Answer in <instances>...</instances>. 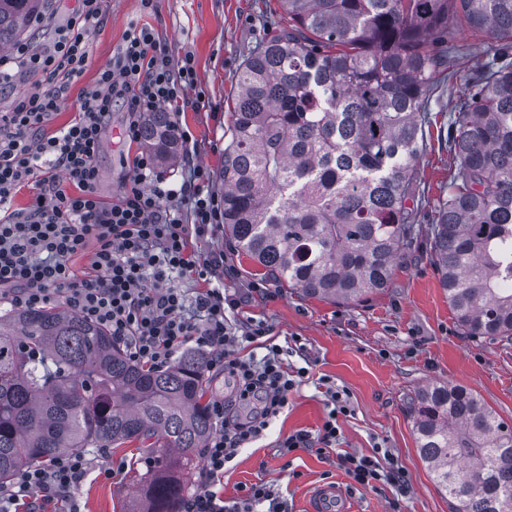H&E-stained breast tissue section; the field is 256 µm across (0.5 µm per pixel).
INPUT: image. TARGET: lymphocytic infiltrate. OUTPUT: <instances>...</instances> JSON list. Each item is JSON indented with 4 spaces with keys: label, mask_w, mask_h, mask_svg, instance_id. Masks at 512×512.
<instances>
[{
    "label": "lymphocytic infiltrate",
    "mask_w": 512,
    "mask_h": 512,
    "mask_svg": "<svg viewBox=\"0 0 512 512\" xmlns=\"http://www.w3.org/2000/svg\"><path fill=\"white\" fill-rule=\"evenodd\" d=\"M79 2L77 16L47 45L21 42L0 56V84L16 71L46 79L0 113V307L62 302L156 370L168 368L187 346L204 351L207 371L231 377L235 392L210 405L216 429L183 512H257L261 506L285 512L279 490L264 483L252 484L230 505L214 489L239 450L264 436L307 370L291 367L276 344L266 345L262 357H242V350L269 333L265 323L241 316L242 294L208 285L190 295L175 283L192 275L208 284L224 264L223 253L205 256L191 247L192 239L214 235L223 219L220 200L207 191L210 172L189 165L180 185L171 187L157 178L154 158L145 152L133 158L115 200L97 189V159L113 107L127 114L126 140L139 141L149 113L164 106L183 111L185 91L195 84L194 61L188 55L172 59L152 28L131 26L84 90L74 118L45 133L66 106L72 83L91 64L92 37L103 20L104 0ZM29 184L37 188L34 203L11 208L15 193ZM83 256L88 266L76 268ZM325 394L328 412L317 435L288 434L279 442L281 452L319 445L321 452H335L362 488L388 485L406 494L408 477L392 449L339 452L341 421L353 414L351 396L331 384ZM91 467L87 454L73 453L28 469L0 488V512H42L54 502L65 505V512H80L74 490Z\"/></svg>",
    "instance_id": "obj_1"
}]
</instances>
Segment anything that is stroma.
<instances>
[{"label": "stroma", "instance_id": "1", "mask_svg": "<svg viewBox=\"0 0 512 512\" xmlns=\"http://www.w3.org/2000/svg\"><path fill=\"white\" fill-rule=\"evenodd\" d=\"M79 0H48L46 22L33 23L25 38L36 45L74 17ZM263 0H156L146 12L140 0H106L105 19L92 38V64L72 84L68 104L54 116L49 130L69 122L84 90L97 77L99 66L111 60L131 25H147L175 59L192 55L198 85L204 97L185 107L178 122L191 135L190 159L218 171L229 142V108L236 75L260 42L275 32V18L263 15ZM461 50L467 65L449 59L451 81L428 102L432 124L426 127L425 147L418 162L422 191L414 207L417 225L427 231L434 215L439 188L452 173L448 139L441 127L460 99L468 73L486 62L484 38L461 32ZM124 114L115 109L98 156L99 191L111 196L127 174V162L136 153L123 139ZM202 254L223 251L234 277L215 273L213 286L227 292L244 290L266 281L264 269L227 247L223 234L197 239ZM245 315L265 321L273 343L289 350L291 366L305 367L310 378L288 397L284 411L273 419L264 437L241 449L224 473L225 501L240 497L245 486L264 481L278 485L288 512H305L308 496L318 485L335 483L346 489L353 512H391L396 492L390 486L376 490L354 488L351 479L332 456L316 449L280 454L279 441L297 430L316 431L327 413L317 381L326 376L347 387L353 417L342 422L344 450L371 453L375 446L393 449L405 468L411 486L402 512H451L437 490L418 452L412 423L405 411L408 397L432 382H447L476 390L505 422L512 423V344L504 346L465 336L448 306V295L430 261L426 239L400 258L388 288L359 302H329L305 298L277 288L273 300L255 299L243 308ZM94 471L75 489L82 512H121L136 501L135 477L154 460L135 447L94 453Z\"/></svg>", "mask_w": 512, "mask_h": 512}]
</instances>
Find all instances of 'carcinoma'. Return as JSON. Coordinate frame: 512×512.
Wrapping results in <instances>:
<instances>
[{
    "label": "carcinoma",
    "mask_w": 512,
    "mask_h": 512,
    "mask_svg": "<svg viewBox=\"0 0 512 512\" xmlns=\"http://www.w3.org/2000/svg\"><path fill=\"white\" fill-rule=\"evenodd\" d=\"M48 0H0V50ZM280 33L238 71L219 180L224 236L304 297L354 302L388 287L418 240L419 140L467 30L494 52L448 120L455 171L427 234L464 333L512 343V0H276ZM141 141L178 153L170 114ZM206 360L142 365L60 306L0 313V487L56 456L148 444L132 512H181L187 470L214 432ZM417 450L455 512H512V426L473 390L411 395Z\"/></svg>",
    "instance_id": "carcinoma-1"
}]
</instances>
